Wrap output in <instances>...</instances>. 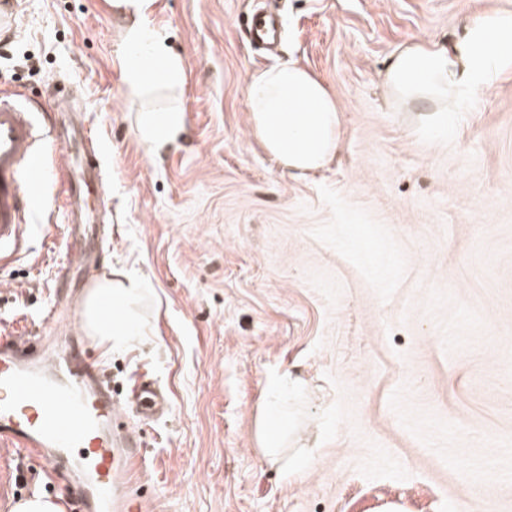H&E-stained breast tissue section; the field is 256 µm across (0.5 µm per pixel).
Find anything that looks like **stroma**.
Wrapping results in <instances>:
<instances>
[{
    "instance_id": "obj_1",
    "label": "stroma",
    "mask_w": 512,
    "mask_h": 512,
    "mask_svg": "<svg viewBox=\"0 0 512 512\" xmlns=\"http://www.w3.org/2000/svg\"><path fill=\"white\" fill-rule=\"evenodd\" d=\"M0 96L68 92L106 173L103 273L143 280L149 336L91 353L127 395L153 377L154 512H512V74L423 124L382 81L392 54L447 42L512 0H282L275 54L243 28L256 0H155L185 63L157 96L186 117L149 154L109 0H17ZM292 62L339 109L322 169L288 170L250 126L246 86ZM45 145L30 254L0 264V331L34 333L75 257L69 174Z\"/></svg>"
}]
</instances>
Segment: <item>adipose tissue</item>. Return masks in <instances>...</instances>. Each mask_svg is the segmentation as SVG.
Segmentation results:
<instances>
[{
	"mask_svg": "<svg viewBox=\"0 0 512 512\" xmlns=\"http://www.w3.org/2000/svg\"><path fill=\"white\" fill-rule=\"evenodd\" d=\"M154 0H113L114 8L130 16L120 55V67L131 95L179 85L184 61L164 36L149 24ZM512 72V12L492 11L466 24L448 44L415 42L394 54L384 84L397 104H447L481 93ZM246 97L250 121L266 151L288 169L307 173L323 168L339 148V110L325 84L294 63L253 75ZM180 109L145 113L141 135L151 150L171 142L182 130ZM146 294L141 279L126 273L99 279L84 307V327L107 349H125L144 330L138 308ZM115 315L103 317L101 305Z\"/></svg>",
	"mask_w": 512,
	"mask_h": 512,
	"instance_id": "adipose-tissue-1",
	"label": "adipose tissue"
}]
</instances>
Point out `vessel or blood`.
Returning a JSON list of instances; mask_svg holds the SVG:
<instances>
[{
    "instance_id": "obj_1",
    "label": "vessel or blood",
    "mask_w": 512,
    "mask_h": 512,
    "mask_svg": "<svg viewBox=\"0 0 512 512\" xmlns=\"http://www.w3.org/2000/svg\"><path fill=\"white\" fill-rule=\"evenodd\" d=\"M282 28L281 18L270 14L257 18L245 36L272 42ZM45 137L28 109L0 99V259L18 260L30 250ZM68 146L75 169L72 197L103 193L105 173L90 128L74 129ZM68 236L79 244L84 263L104 230L75 214ZM131 394L136 412L129 415L77 337L58 336L49 345L40 336L0 337V446L20 460H44L64 476L72 489L70 512H147L143 443L133 423L166 410L169 400L149 379L138 381Z\"/></svg>"
}]
</instances>
